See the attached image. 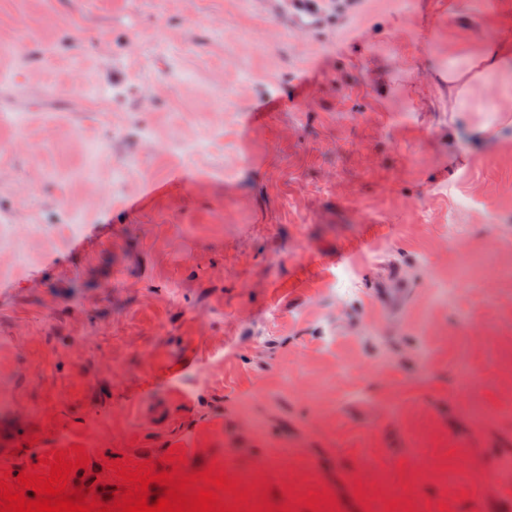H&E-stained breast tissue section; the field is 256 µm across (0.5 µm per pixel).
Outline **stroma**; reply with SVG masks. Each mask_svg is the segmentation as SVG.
<instances>
[{
	"label": "stroma",
	"mask_w": 512,
	"mask_h": 512,
	"mask_svg": "<svg viewBox=\"0 0 512 512\" xmlns=\"http://www.w3.org/2000/svg\"><path fill=\"white\" fill-rule=\"evenodd\" d=\"M335 23L0 0V472L65 437L105 504L183 444L276 506L512 512V0Z\"/></svg>",
	"instance_id": "35a3bbf8"
}]
</instances>
